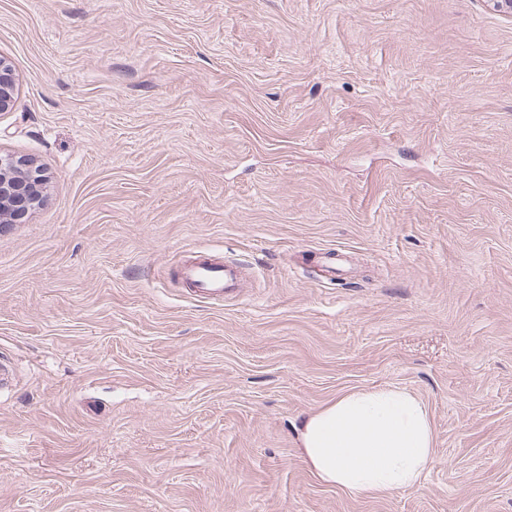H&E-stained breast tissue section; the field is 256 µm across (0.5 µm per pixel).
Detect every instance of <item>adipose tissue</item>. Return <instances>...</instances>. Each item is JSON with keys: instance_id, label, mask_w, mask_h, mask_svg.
I'll use <instances>...</instances> for the list:
<instances>
[{"instance_id": "ef3b65f1", "label": "adipose tissue", "mask_w": 512, "mask_h": 512, "mask_svg": "<svg viewBox=\"0 0 512 512\" xmlns=\"http://www.w3.org/2000/svg\"><path fill=\"white\" fill-rule=\"evenodd\" d=\"M299 443L313 472L349 494L417 487L434 457L425 402L391 387L355 389L309 414Z\"/></svg>"}]
</instances>
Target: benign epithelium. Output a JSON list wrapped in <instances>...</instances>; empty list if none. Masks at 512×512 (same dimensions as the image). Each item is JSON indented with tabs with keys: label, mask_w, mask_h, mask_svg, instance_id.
I'll return each mask as SVG.
<instances>
[{
	"label": "benign epithelium",
	"mask_w": 512,
	"mask_h": 512,
	"mask_svg": "<svg viewBox=\"0 0 512 512\" xmlns=\"http://www.w3.org/2000/svg\"><path fill=\"white\" fill-rule=\"evenodd\" d=\"M16 77L8 60L0 56V112L9 108ZM47 177L32 161L0 154V224H16L43 197Z\"/></svg>",
	"instance_id": "7a95c632"
}]
</instances>
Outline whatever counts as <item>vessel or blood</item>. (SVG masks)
<instances>
[{
  "label": "vessel or blood",
  "mask_w": 512,
  "mask_h": 512,
  "mask_svg": "<svg viewBox=\"0 0 512 512\" xmlns=\"http://www.w3.org/2000/svg\"><path fill=\"white\" fill-rule=\"evenodd\" d=\"M177 275L195 297L220 301L237 291L241 272L221 259L200 257L183 263Z\"/></svg>",
  "instance_id": "b4317fda"
}]
</instances>
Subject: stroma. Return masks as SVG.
Here are the masks:
<instances>
[{"label":"stroma","instance_id":"stroma-1","mask_svg":"<svg viewBox=\"0 0 512 512\" xmlns=\"http://www.w3.org/2000/svg\"><path fill=\"white\" fill-rule=\"evenodd\" d=\"M0 512H512V16L488 0H0ZM253 271L184 293L186 250ZM343 249L352 271L321 277ZM394 386L418 487L297 425ZM16 86V77L8 60L0 56V112H4L12 103ZM47 177L32 161L0 154V224H16L43 197ZM298 430L313 472L349 494L417 487L434 457L427 405L405 389H354L303 418Z\"/></svg>","mask_w":512,"mask_h":512}]
</instances>
